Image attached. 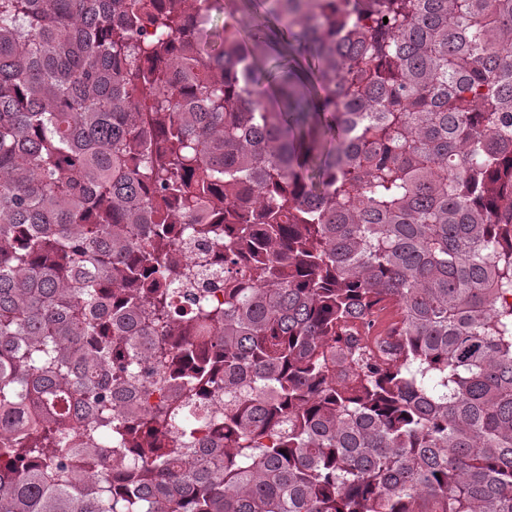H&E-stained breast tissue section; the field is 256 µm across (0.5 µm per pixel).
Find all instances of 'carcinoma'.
Here are the masks:
<instances>
[{
	"label": "carcinoma",
	"mask_w": 512,
	"mask_h": 512,
	"mask_svg": "<svg viewBox=\"0 0 512 512\" xmlns=\"http://www.w3.org/2000/svg\"><path fill=\"white\" fill-rule=\"evenodd\" d=\"M509 296L512 0H0V512H512Z\"/></svg>",
	"instance_id": "obj_1"
}]
</instances>
